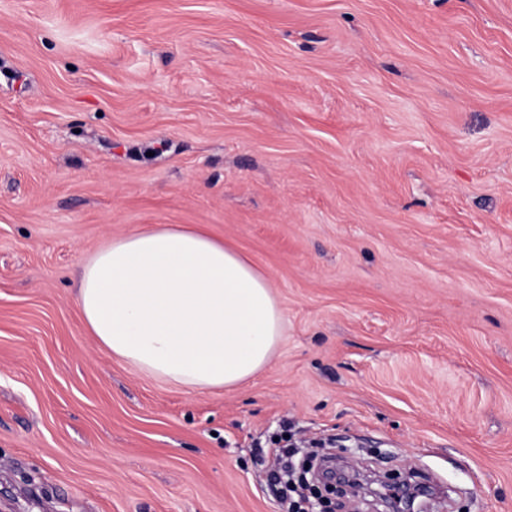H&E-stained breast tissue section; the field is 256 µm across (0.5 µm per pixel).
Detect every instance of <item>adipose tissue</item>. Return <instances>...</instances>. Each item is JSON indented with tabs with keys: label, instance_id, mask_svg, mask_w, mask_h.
<instances>
[{
	"label": "adipose tissue",
	"instance_id": "1",
	"mask_svg": "<svg viewBox=\"0 0 512 512\" xmlns=\"http://www.w3.org/2000/svg\"><path fill=\"white\" fill-rule=\"evenodd\" d=\"M76 303L90 335L112 355L192 389L253 377L283 332L270 276L180 224L112 239L82 265Z\"/></svg>",
	"mask_w": 512,
	"mask_h": 512
}]
</instances>
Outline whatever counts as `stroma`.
<instances>
[{
    "label": "stroma",
    "mask_w": 512,
    "mask_h": 512,
    "mask_svg": "<svg viewBox=\"0 0 512 512\" xmlns=\"http://www.w3.org/2000/svg\"><path fill=\"white\" fill-rule=\"evenodd\" d=\"M154 224L270 275L251 380L86 330L82 260ZM288 421L512 512V0H0V512H283Z\"/></svg>",
    "instance_id": "35a3bbf8"
}]
</instances>
